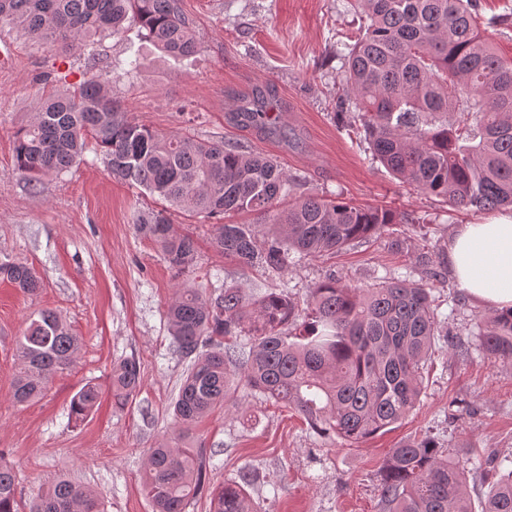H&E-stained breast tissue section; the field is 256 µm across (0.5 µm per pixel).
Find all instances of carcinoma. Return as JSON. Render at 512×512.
I'll use <instances>...</instances> for the list:
<instances>
[{
  "mask_svg": "<svg viewBox=\"0 0 512 512\" xmlns=\"http://www.w3.org/2000/svg\"><path fill=\"white\" fill-rule=\"evenodd\" d=\"M362 19L342 81L373 161L415 191L474 212L512 207V64L504 63L483 27L479 0H348ZM70 48L95 36L135 27L174 58L198 51L181 0H0V26ZM246 125L271 121L257 99L237 113ZM92 134L112 177L156 195L175 211L208 217L257 213L277 228L263 236L253 224H216L212 245L247 267L281 270L292 253L317 257L402 223L387 208L302 196L274 208L295 181L272 158L237 144L161 134L128 117L106 81L93 75L47 99L15 132L17 170L33 182L60 175L82 156ZM137 229L183 272L194 265V240L172 230L164 212L140 216ZM0 280L26 294L41 280L21 262L0 261ZM434 286L406 273L373 286H348L330 273L306 289V308L288 291L258 298L224 286L212 296L179 288L166 319L189 367L173 404L180 431L229 401L236 382L302 415L309 427L349 444L365 442L409 416L425 390L445 320ZM247 342L238 341L240 335ZM471 335L487 357L512 364V312L479 317ZM79 337L52 310L28 318L17 344L11 385L17 404L40 398L49 379L68 368ZM140 385V364L112 366V395L127 404ZM101 396L88 382L70 400L82 422ZM196 448L149 451L142 492L153 512H187L201 489ZM482 469L471 454L453 455L429 437L391 450L380 477L384 512H472L467 474ZM482 512H512V454L498 457ZM253 473L212 494V512H254L247 486ZM28 512H104L99 497L67 479L32 497ZM0 512H20L15 474L0 456Z\"/></svg>",
  "mask_w": 512,
  "mask_h": 512,
  "instance_id": "carcinoma-1",
  "label": "carcinoma"
}]
</instances>
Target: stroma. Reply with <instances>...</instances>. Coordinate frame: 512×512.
<instances>
[{
    "mask_svg": "<svg viewBox=\"0 0 512 512\" xmlns=\"http://www.w3.org/2000/svg\"><path fill=\"white\" fill-rule=\"evenodd\" d=\"M182 7L199 40L198 53L186 59L168 57L133 29L97 38L90 50H64L0 27V42L13 48L0 64V259L29 265L42 281L34 295L0 281V456L14 467L18 499L66 478L96 491L106 512H152L141 490L147 451L180 442L200 449L206 462L205 491L187 512H209L211 491L245 467L258 475L249 489L257 512H382L379 473L405 441L428 436L484 460L512 453V366L473 350L470 324L483 309L470 300L436 341L416 410L364 443L319 436L297 412L242 384L228 405L180 435L172 402L188 363L165 319L177 289L210 294L234 284L256 296L285 288L301 299L331 273L373 285L409 267L419 279L438 272L443 284L434 293L444 299L457 289L445 258L449 236L457 225L487 218L392 178L372 161L352 114L340 113L342 59L361 24L347 0H182ZM133 58L140 61L134 72ZM94 74L108 79L131 118L159 133L235 142L272 157L296 179L299 195L397 211L403 222L393 235L405 238L406 249H391L384 236L322 257L292 256L280 271L247 268L213 248V219L173 211L172 228L193 237L197 263L172 269L136 228L138 215L160 210V202L109 176L94 139L82 161L38 186L16 169L15 130L46 96ZM256 96L272 128L234 120L241 101ZM423 252L426 267L417 263ZM42 309L70 325L80 348L41 399L19 406L11 398L16 343L26 319ZM452 340L471 346L469 356L454 354ZM131 356L141 365L139 392L119 408L108 376L114 362ZM88 381L104 391L77 425L69 402ZM453 404L463 408L454 419Z\"/></svg>",
    "mask_w": 512,
    "mask_h": 512,
    "instance_id": "35a3bbf8",
    "label": "stroma"
}]
</instances>
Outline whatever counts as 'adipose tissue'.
<instances>
[{"label": "adipose tissue", "mask_w": 512, "mask_h": 512, "mask_svg": "<svg viewBox=\"0 0 512 512\" xmlns=\"http://www.w3.org/2000/svg\"><path fill=\"white\" fill-rule=\"evenodd\" d=\"M446 258L460 289L486 311L512 308V211L457 225Z\"/></svg>", "instance_id": "obj_1"}]
</instances>
